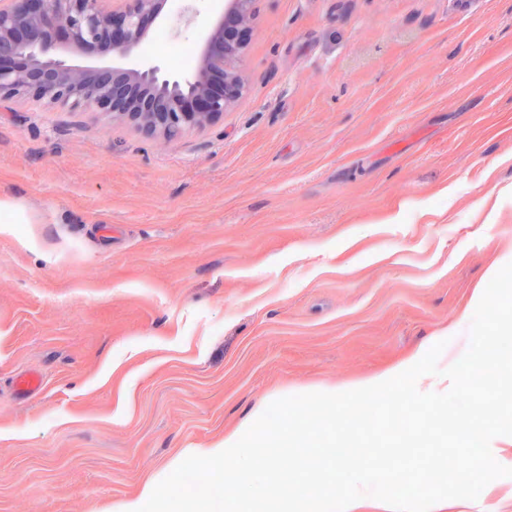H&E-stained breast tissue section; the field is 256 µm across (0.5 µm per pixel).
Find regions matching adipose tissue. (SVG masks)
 Listing matches in <instances>:
<instances>
[{
    "mask_svg": "<svg viewBox=\"0 0 512 512\" xmlns=\"http://www.w3.org/2000/svg\"><path fill=\"white\" fill-rule=\"evenodd\" d=\"M421 353L398 365L340 387H311L293 397L283 434L260 436L255 432L265 417L257 406L250 417L206 448H184L161 471L142 480L137 492L112 508V512H407L409 502L392 489L371 497L350 486L342 498L327 494L324 484H299L296 476L274 466L281 453L301 459L305 470L325 467L310 448L317 426L316 408L335 405L353 396L363 402L395 394L397 381L420 373ZM198 468L214 477V492L186 489V469ZM268 487L264 496H252L254 487Z\"/></svg>",
    "mask_w": 512,
    "mask_h": 512,
    "instance_id": "adipose-tissue-1",
    "label": "adipose tissue"
}]
</instances>
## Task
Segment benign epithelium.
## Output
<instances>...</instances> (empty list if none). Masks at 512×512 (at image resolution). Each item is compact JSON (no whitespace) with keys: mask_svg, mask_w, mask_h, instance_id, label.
I'll list each match as a JSON object with an SVG mask.
<instances>
[{"mask_svg":"<svg viewBox=\"0 0 512 512\" xmlns=\"http://www.w3.org/2000/svg\"><path fill=\"white\" fill-rule=\"evenodd\" d=\"M257 0H225L198 38L196 63L167 72L145 55L149 21L174 27L167 0H0V99L110 112L171 141L203 128L245 97L240 70ZM75 55H107L93 66Z\"/></svg>","mask_w":512,"mask_h":512,"instance_id":"7a95c632","label":"benign epithelium"}]
</instances>
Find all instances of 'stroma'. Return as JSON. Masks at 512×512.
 I'll list each match as a JSON object with an SVG mask.
<instances>
[{
  "mask_svg": "<svg viewBox=\"0 0 512 512\" xmlns=\"http://www.w3.org/2000/svg\"><path fill=\"white\" fill-rule=\"evenodd\" d=\"M241 70L170 142L0 101V512H106L260 402L281 433L274 390L466 352L512 262V0H258Z\"/></svg>",
  "mask_w": 512,
  "mask_h": 512,
  "instance_id": "1",
  "label": "stroma"
}]
</instances>
